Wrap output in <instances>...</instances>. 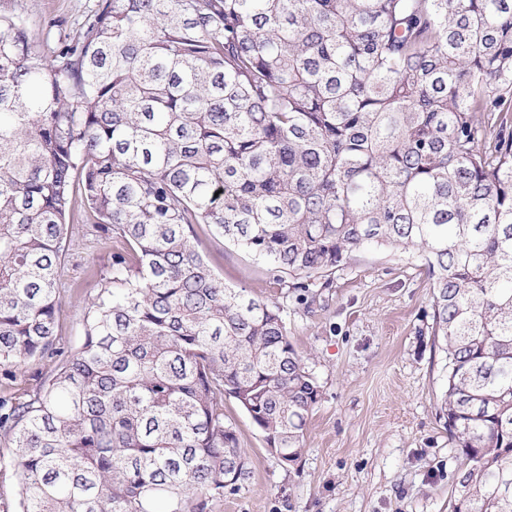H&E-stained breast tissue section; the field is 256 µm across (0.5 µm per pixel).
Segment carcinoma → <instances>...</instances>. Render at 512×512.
<instances>
[{
	"instance_id": "carcinoma-1",
	"label": "carcinoma",
	"mask_w": 512,
	"mask_h": 512,
	"mask_svg": "<svg viewBox=\"0 0 512 512\" xmlns=\"http://www.w3.org/2000/svg\"><path fill=\"white\" fill-rule=\"evenodd\" d=\"M116 243L57 347L67 218ZM294 289L367 247L433 278L453 512H512V0H99L41 53L0 14V512H222L286 465L321 387L280 301L224 284L198 228ZM58 361L36 359L29 362L25 373L17 377L15 388L32 389L37 383L47 377L54 369Z\"/></svg>"
}]
</instances>
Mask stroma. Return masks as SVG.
<instances>
[{
	"label": "stroma",
	"instance_id": "35a3bbf8",
	"mask_svg": "<svg viewBox=\"0 0 512 512\" xmlns=\"http://www.w3.org/2000/svg\"><path fill=\"white\" fill-rule=\"evenodd\" d=\"M98 0H0L21 14L43 51L78 36ZM199 251L225 283L251 297H284L288 336L306 357L322 399L296 464H282L233 399V418L252 474L225 494L224 512H452L463 456L438 412L444 355L424 329L432 322V279L415 255L366 248L307 300L283 293L265 259L198 230ZM58 288L64 351L83 340L82 297L112 263V242L69 226Z\"/></svg>",
	"mask_w": 512,
	"mask_h": 512
}]
</instances>
